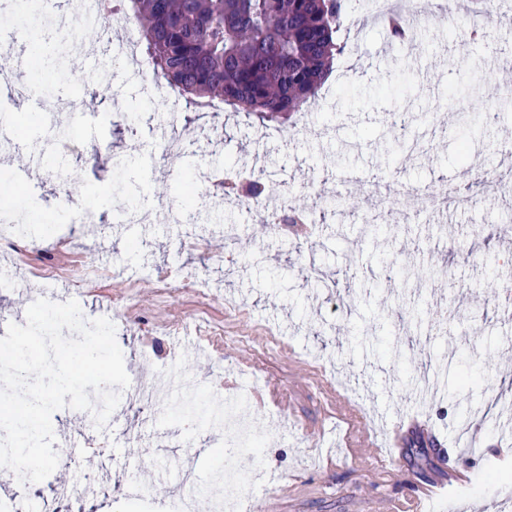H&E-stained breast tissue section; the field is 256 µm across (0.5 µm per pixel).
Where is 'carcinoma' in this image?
Segmentation results:
<instances>
[{
  "instance_id": "1",
  "label": "carcinoma",
  "mask_w": 512,
  "mask_h": 512,
  "mask_svg": "<svg viewBox=\"0 0 512 512\" xmlns=\"http://www.w3.org/2000/svg\"><path fill=\"white\" fill-rule=\"evenodd\" d=\"M141 29L152 80L193 107L223 101L236 112L283 123L306 111L347 43L342 27L349 0H113ZM394 44L415 27L394 13L386 23ZM68 57L39 35L29 42L35 65ZM224 194L255 202L278 196V183L264 173L225 171Z\"/></svg>"
}]
</instances>
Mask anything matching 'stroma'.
I'll return each instance as SVG.
<instances>
[{"mask_svg":"<svg viewBox=\"0 0 512 512\" xmlns=\"http://www.w3.org/2000/svg\"><path fill=\"white\" fill-rule=\"evenodd\" d=\"M364 3L353 0L349 49L289 138L215 103L175 111L157 99L128 119L150 68L116 60L122 29L86 25L72 6L36 15L27 0H13L0 11V50L23 54L32 31H54L65 18L71 61L94 54L83 70L31 84L42 102L38 130L21 136L0 175L10 196L0 218L17 234L15 246L0 244L10 262L0 271V316L25 324L32 302L59 301L60 283L80 278L70 296L84 317L109 318L129 377L159 386L152 407L121 399L101 431L90 413L56 411L53 448L65 464L33 496L67 480L86 483V494L57 499L61 512H160L164 501L228 512L237 499L247 512H418V489L455 467L469 480L437 502L438 512L461 500L484 512L492 499L496 512H512V451L495 437L497 397L512 390V319L498 295L512 281V193L430 218L417 200H394L408 186L440 192L448 176L469 193L477 166L512 175L502 159L512 144V29L488 6L475 44L467 14L440 21L434 0H420L423 22L399 47L382 24L363 20ZM113 85L121 101L103 95ZM491 107L501 118L482 126L478 113ZM396 109L415 117L411 143L390 133ZM170 126L187 147L165 158L158 145ZM34 154L43 167L18 182L16 169ZM53 159L92 208L93 236L80 224L59 232L33 223L34 210L57 208ZM236 164L266 169L291 207L335 187L344 196L376 191L386 228L370 232L341 204L304 228L261 225L252 201L224 195V169ZM189 176L208 186L198 213L178 205ZM401 266L443 276L406 286L391 274ZM142 268L200 276L209 293L197 297L178 281L163 293L149 280L131 285ZM411 306L422 322L406 332L400 315ZM423 363L445 370L450 385L478 378L470 421L447 397L412 386ZM415 412L437 438L411 432L387 447L390 427ZM475 425L483 444L469 448L462 438ZM248 431L260 452L245 464L238 449Z\"/></svg>","mask_w":512,"mask_h":512,"instance_id":"stroma-1","label":"stroma"}]
</instances>
